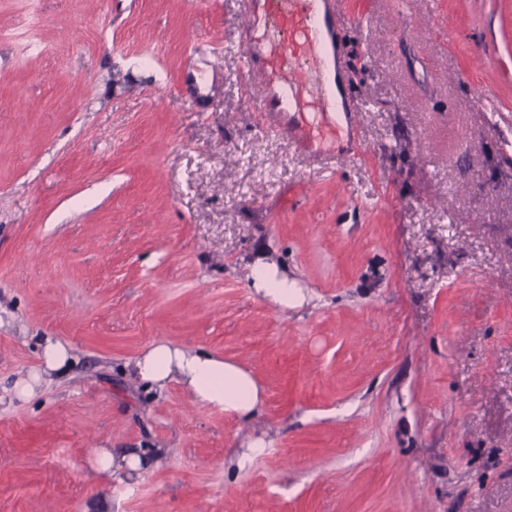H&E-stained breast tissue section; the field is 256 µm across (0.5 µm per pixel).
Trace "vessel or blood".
I'll return each mask as SVG.
<instances>
[{
    "label": "vessel or blood",
    "instance_id": "b4317fda",
    "mask_svg": "<svg viewBox=\"0 0 512 512\" xmlns=\"http://www.w3.org/2000/svg\"><path fill=\"white\" fill-rule=\"evenodd\" d=\"M241 7L243 69L264 97L261 126L286 133L313 166L325 168L342 122L362 109L332 87L349 74L336 0H241Z\"/></svg>",
    "mask_w": 512,
    "mask_h": 512
}]
</instances>
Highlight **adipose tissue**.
Segmentation results:
<instances>
[{"label":"adipose tissue","mask_w":512,"mask_h":512,"mask_svg":"<svg viewBox=\"0 0 512 512\" xmlns=\"http://www.w3.org/2000/svg\"><path fill=\"white\" fill-rule=\"evenodd\" d=\"M250 277L256 291L270 301L284 307L295 301L287 277L275 267L257 264ZM131 370L151 386L181 383L198 402L244 419L254 417L261 409L262 393L254 378L239 365L211 354L188 352L161 342L135 358Z\"/></svg>","instance_id":"obj_1"}]
</instances>
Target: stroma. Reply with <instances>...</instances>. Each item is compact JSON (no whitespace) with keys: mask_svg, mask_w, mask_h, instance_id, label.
I'll list each match as a JSON object with an SVG mask.
<instances>
[{"mask_svg":"<svg viewBox=\"0 0 512 512\" xmlns=\"http://www.w3.org/2000/svg\"><path fill=\"white\" fill-rule=\"evenodd\" d=\"M336 8L367 154L320 172L258 123L240 0H0V512H512V0ZM47 336L73 364L18 397ZM158 342L260 416L135 382ZM250 277L256 291L270 301L284 307L295 301V289L288 288V277L279 275L275 267L259 261L252 269ZM142 382L163 388L184 385L205 405L250 419L261 409L262 393L254 378L239 365L211 354L188 352L156 343L130 364Z\"/></svg>","mask_w":512,"mask_h":512,"instance_id":"stroma-1","label":"stroma"}]
</instances>
